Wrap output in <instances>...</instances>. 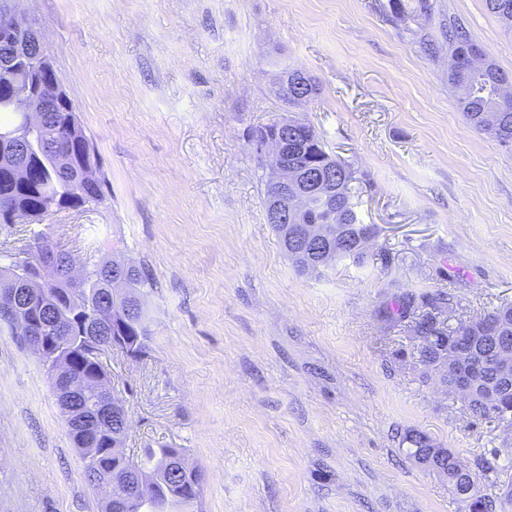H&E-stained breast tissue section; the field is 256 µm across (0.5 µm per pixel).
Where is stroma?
I'll return each instance as SVG.
<instances>
[{
    "instance_id": "1",
    "label": "stroma",
    "mask_w": 512,
    "mask_h": 512,
    "mask_svg": "<svg viewBox=\"0 0 512 512\" xmlns=\"http://www.w3.org/2000/svg\"><path fill=\"white\" fill-rule=\"evenodd\" d=\"M20 0L91 138L104 201L0 226V252L48 233L77 264L147 269L150 336L103 358L124 451L178 448L195 512H461L409 457L417 430L512 485V425L470 416L426 374L400 298L442 296L455 326L512 305V149L477 133L448 83L465 25L512 76L484 0ZM283 68L318 87L291 108ZM349 165L379 234L363 261L298 272L266 220L252 134L287 113ZM38 355L0 331V512H100Z\"/></svg>"
}]
</instances>
